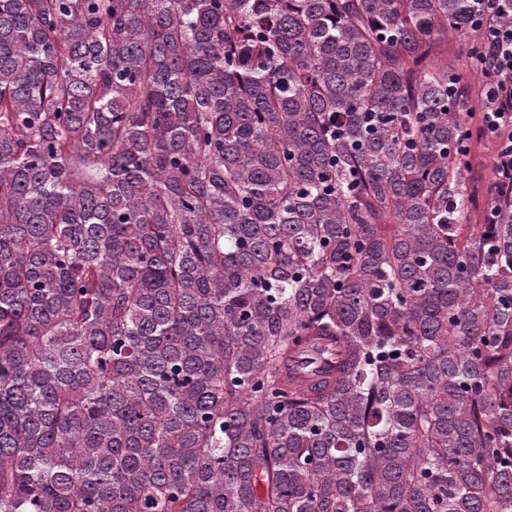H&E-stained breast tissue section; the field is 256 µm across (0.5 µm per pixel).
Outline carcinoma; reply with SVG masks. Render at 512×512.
Returning <instances> with one entry per match:
<instances>
[{
	"instance_id": "carcinoma-1",
	"label": "carcinoma",
	"mask_w": 512,
	"mask_h": 512,
	"mask_svg": "<svg viewBox=\"0 0 512 512\" xmlns=\"http://www.w3.org/2000/svg\"><path fill=\"white\" fill-rule=\"evenodd\" d=\"M473 0H0V512H512V196ZM504 13L510 15L509 21L484 16V46L486 54L478 59V67L487 79V105L482 116L486 134L499 142V150L494 141L482 138L470 145L469 171L467 176L477 180L479 207L472 211L468 223L483 224L482 208L488 200L489 192L496 180L495 159L498 157L497 181L498 194L512 195V1L498 0ZM481 34L473 33L461 36L448 30V39L444 38L437 48V59L448 63V70L466 73L464 94L468 98V108L478 116L482 109L481 87L486 80L483 74L469 75L467 66L469 51L473 44L481 42Z\"/></svg>"
}]
</instances>
